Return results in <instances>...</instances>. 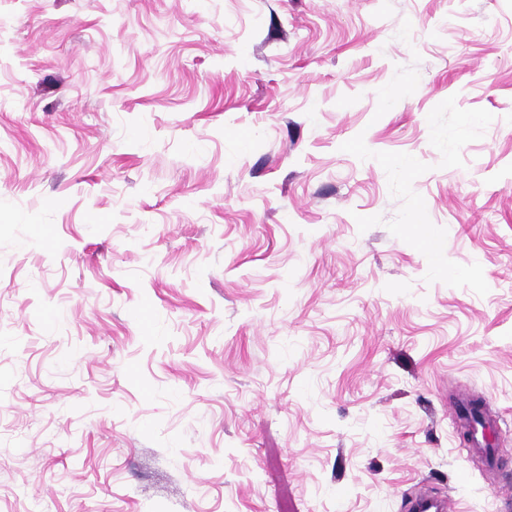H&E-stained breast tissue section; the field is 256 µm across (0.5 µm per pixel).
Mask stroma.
Here are the masks:
<instances>
[{
    "label": "stroma",
    "mask_w": 512,
    "mask_h": 512,
    "mask_svg": "<svg viewBox=\"0 0 512 512\" xmlns=\"http://www.w3.org/2000/svg\"><path fill=\"white\" fill-rule=\"evenodd\" d=\"M424 491L512 512V0H0V512Z\"/></svg>",
    "instance_id": "obj_1"
}]
</instances>
